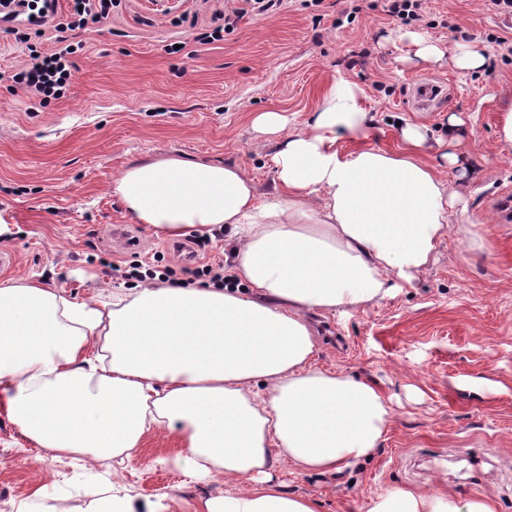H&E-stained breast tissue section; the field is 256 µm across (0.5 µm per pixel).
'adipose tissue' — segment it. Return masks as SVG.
I'll return each mask as SVG.
<instances>
[{
  "mask_svg": "<svg viewBox=\"0 0 512 512\" xmlns=\"http://www.w3.org/2000/svg\"><path fill=\"white\" fill-rule=\"evenodd\" d=\"M420 64L483 72L485 50H447L414 31ZM358 88L332 86L311 120L278 112L254 127L283 134L271 195L240 167L168 154L131 162L115 183L126 211L160 238L223 226L235 287L147 281L86 300L42 280L0 288V411L59 458L128 460L152 431L181 442L175 462L224 491L195 512H317L272 479L287 466L336 473L371 457L391 409L374 383L319 368L308 317L393 296L425 270L465 200L423 162L427 126L403 146L367 144ZM358 141L340 154V140ZM368 512H496L490 495L397 489Z\"/></svg>",
  "mask_w": 512,
  "mask_h": 512,
  "instance_id": "ef3b65f1",
  "label": "adipose tissue"
}]
</instances>
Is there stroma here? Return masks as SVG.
I'll return each instance as SVG.
<instances>
[{
	"mask_svg": "<svg viewBox=\"0 0 512 512\" xmlns=\"http://www.w3.org/2000/svg\"><path fill=\"white\" fill-rule=\"evenodd\" d=\"M224 4L120 0L78 35L69 89L47 102L8 76L29 63L30 49H56L55 31L26 44L0 32V251L16 258L0 287L38 275L85 298L128 285L99 264L102 256L127 266L160 255L177 272L223 257V237L192 231L172 242L130 217L114 186L131 160L177 154L236 164L265 193L281 138L253 129L257 113L280 112L299 127L333 84L354 83L373 118V144L389 151L400 147V121L444 138L457 114L458 163L442 164L436 147L423 159L466 196V227L491 252L462 257L458 235L446 236L429 268L394 297L314 317L318 366L377 384L392 418L380 448L354 468L276 476L288 492L321 501L322 512H367L372 498L397 488L462 500L486 493L497 512H512V223L491 205L512 186V152L497 139L498 114L512 102V15L486 0H422L421 20L407 25L447 47L484 49L492 69L479 73L415 65L410 42L387 39L405 26L389 0H363L356 14L350 0H284L275 15L245 16L202 42ZM425 74L448 86L435 112L406 102ZM89 270L96 280L84 279ZM179 446L176 436L151 432L128 464L91 466L52 458L0 413V512L23 504L37 512L40 490L58 512H83L105 482L162 512H193L224 484L184 474L172 462Z\"/></svg>",
	"mask_w": 512,
	"mask_h": 512,
	"instance_id": "stroma-1",
	"label": "stroma"
}]
</instances>
